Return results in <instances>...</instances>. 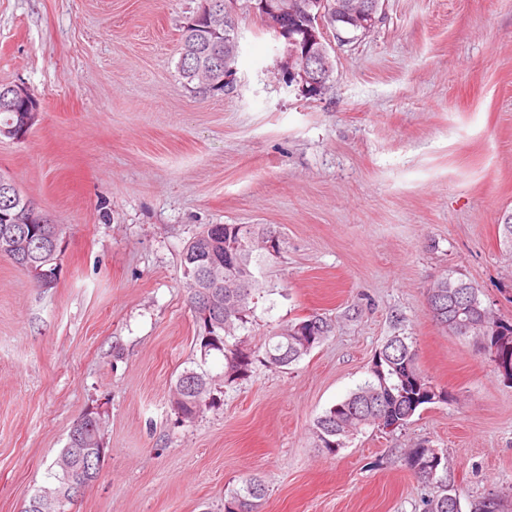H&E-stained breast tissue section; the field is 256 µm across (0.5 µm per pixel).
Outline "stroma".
<instances>
[{
  "label": "stroma",
  "mask_w": 512,
  "mask_h": 512,
  "mask_svg": "<svg viewBox=\"0 0 512 512\" xmlns=\"http://www.w3.org/2000/svg\"><path fill=\"white\" fill-rule=\"evenodd\" d=\"M200 0H0V84L40 114L0 139V174L66 227L55 288L0 256V512L52 486L73 422L105 420L106 457L75 512H224L244 476L259 512H422L409 448L438 449L462 512H512V382L432 320L427 290L458 271L512 321V0H385L334 44V79L303 96L280 45L240 19L234 93L200 97L177 69ZM207 224H272L250 342L312 315L333 331L290 366L256 363L194 422L170 404L201 361L181 255ZM410 337L452 399L328 455L317 417Z\"/></svg>",
  "instance_id": "1"
}]
</instances>
